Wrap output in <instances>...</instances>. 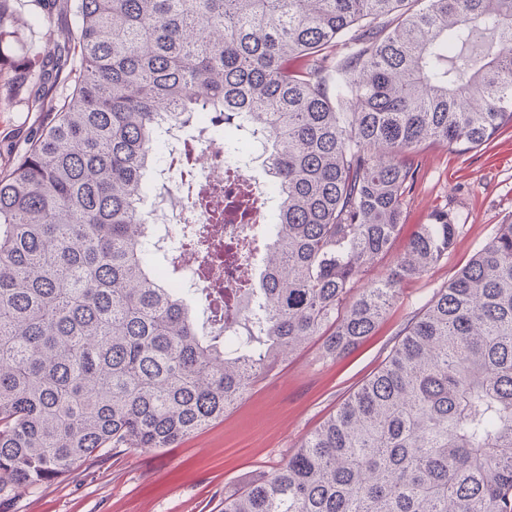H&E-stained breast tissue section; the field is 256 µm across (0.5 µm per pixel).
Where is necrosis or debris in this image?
Here are the masks:
<instances>
[{"label": "necrosis or debris", "mask_w": 512, "mask_h": 512, "mask_svg": "<svg viewBox=\"0 0 512 512\" xmlns=\"http://www.w3.org/2000/svg\"><path fill=\"white\" fill-rule=\"evenodd\" d=\"M165 137L160 187L144 211L151 242L169 255L186 291L238 288L268 213L265 183L253 177L246 157L229 158L206 136L185 138L181 124L167 125ZM174 196L181 208L171 207Z\"/></svg>", "instance_id": "necrosis-or-debris-1"}]
</instances>
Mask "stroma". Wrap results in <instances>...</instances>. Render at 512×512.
<instances>
[{
    "label": "stroma",
    "instance_id": "35a3bbf8",
    "mask_svg": "<svg viewBox=\"0 0 512 512\" xmlns=\"http://www.w3.org/2000/svg\"><path fill=\"white\" fill-rule=\"evenodd\" d=\"M14 4L21 24L0 46V56L10 61L41 46L47 28L72 23L63 0H47L37 18L27 0ZM40 126L25 104L0 112V168ZM410 162L418 175L400 234L365 269L361 284L386 272L435 211L451 213L459 229L447 259L399 284L370 336L335 359L313 338L259 375L222 420L175 447L105 453L68 477L6 496L0 512H223L225 497L240 493L255 474L273 472L378 370L403 327L490 241L498 224L512 220V128L467 152L429 142Z\"/></svg>",
    "mask_w": 512,
    "mask_h": 512
}]
</instances>
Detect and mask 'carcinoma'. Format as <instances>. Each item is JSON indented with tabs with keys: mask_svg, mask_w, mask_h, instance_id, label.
<instances>
[{
	"mask_svg": "<svg viewBox=\"0 0 512 512\" xmlns=\"http://www.w3.org/2000/svg\"><path fill=\"white\" fill-rule=\"evenodd\" d=\"M73 23L0 63L42 114L0 170V495L224 418L285 353L371 335L404 279L448 256L446 211L355 290L399 234L426 141L512 128V0H73ZM16 17L0 0V39ZM80 59L66 66L62 51ZM66 84L61 100L49 84ZM269 151L278 203L259 285L214 322L263 317L262 348L209 334L153 262L138 209L162 113ZM224 512H512V221L400 332L374 376Z\"/></svg>",
	"mask_w": 512,
	"mask_h": 512,
	"instance_id": "carcinoma-1",
	"label": "carcinoma"
}]
</instances>
